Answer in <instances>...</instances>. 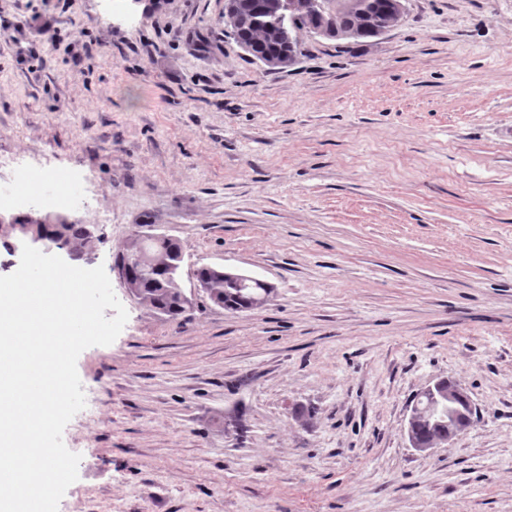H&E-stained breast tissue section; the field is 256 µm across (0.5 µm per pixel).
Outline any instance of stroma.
Returning <instances> with one entry per match:
<instances>
[{"label":"stroma","mask_w":512,"mask_h":512,"mask_svg":"<svg viewBox=\"0 0 512 512\" xmlns=\"http://www.w3.org/2000/svg\"><path fill=\"white\" fill-rule=\"evenodd\" d=\"M271 70L224 0H0V155L87 181L128 321L78 357L58 512H512V0H404ZM259 277L175 320L115 266L145 232ZM470 429L411 447L440 380ZM217 272L223 276L224 280H230L237 282L242 285H250V284H261L265 287V290L252 296L244 311L246 310H254L256 308L261 307L266 303L269 298V295L272 293L273 288H269L271 286L268 282L252 275L240 273L234 270L224 268H216ZM213 285L214 288H212V283L209 280H197L198 288L203 289L208 294H210L212 288L211 300L231 312H238V308L243 307L247 303V297L260 289L254 286L250 288H237L225 281H215Z\"/></svg>","instance_id":"stroma-1"}]
</instances>
